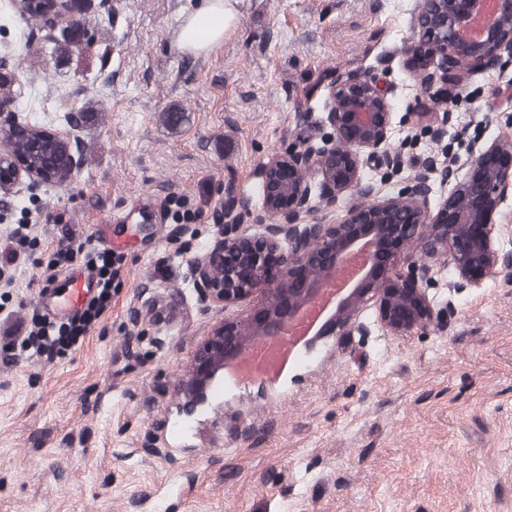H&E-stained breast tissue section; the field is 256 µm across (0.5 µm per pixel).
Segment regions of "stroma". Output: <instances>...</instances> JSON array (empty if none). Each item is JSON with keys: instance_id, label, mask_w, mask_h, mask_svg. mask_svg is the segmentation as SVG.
Returning a JSON list of instances; mask_svg holds the SVG:
<instances>
[{"instance_id": "35a3bbf8", "label": "stroma", "mask_w": 512, "mask_h": 512, "mask_svg": "<svg viewBox=\"0 0 512 512\" xmlns=\"http://www.w3.org/2000/svg\"><path fill=\"white\" fill-rule=\"evenodd\" d=\"M197 3L93 0L95 36L58 54L61 32L0 0V97L20 120L61 129L86 99L99 109L69 186L0 192V512H512V279L456 292L438 264L426 335L364 306L367 335L321 337L281 396L247 388L189 416L174 390L215 323L251 307L205 308L194 283L225 183L264 232L259 166L320 144L335 74L393 84L391 148L419 133L402 176L363 167L388 197L428 158L463 169L472 146L512 143V69L435 103L404 52L421 0H237L235 28L194 56L177 37ZM442 123L440 145L424 128ZM89 238L112 250L111 308L54 359L22 349L48 261Z\"/></svg>"}]
</instances>
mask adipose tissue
Returning a JSON list of instances; mask_svg holds the SVG:
<instances>
[{
  "mask_svg": "<svg viewBox=\"0 0 512 512\" xmlns=\"http://www.w3.org/2000/svg\"><path fill=\"white\" fill-rule=\"evenodd\" d=\"M236 0H201L180 32L182 48L192 53L211 51L237 23Z\"/></svg>",
  "mask_w": 512,
  "mask_h": 512,
  "instance_id": "1",
  "label": "adipose tissue"
}]
</instances>
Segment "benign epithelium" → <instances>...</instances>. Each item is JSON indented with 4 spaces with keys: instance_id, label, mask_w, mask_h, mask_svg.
<instances>
[{
    "instance_id": "obj_1",
    "label": "benign epithelium",
    "mask_w": 512,
    "mask_h": 512,
    "mask_svg": "<svg viewBox=\"0 0 512 512\" xmlns=\"http://www.w3.org/2000/svg\"><path fill=\"white\" fill-rule=\"evenodd\" d=\"M477 0H422L416 38L406 52L421 62V85L443 102L454 97L449 88L457 82L461 66L484 71L512 63V0H499V18L478 43L458 35L472 15ZM36 12L42 28L72 29L78 20L73 0H21ZM394 86L383 80L342 74L328 86L323 123L330 132L323 145H292L274 152L261 165V192L265 212L274 217L261 234L242 224L244 203L233 184L224 185V211L217 215L213 248L194 261V279L200 300L227 308L254 298L250 310L222 319L191 356L190 369L176 386L187 399L186 413L205 404L223 383L224 362L233 360L257 337L279 335L301 304L320 289L323 276L362 242L372 237L377 248L366 276L337 314L323 328L332 334L366 333L353 320L355 309L372 301L387 330L402 335H423L433 323L435 304L428 290L434 282L435 257L442 255L458 273L453 290L479 288L497 277H512V252L496 248L499 205L512 191V145L490 146L474 154L467 172L458 176L450 165L431 158L411 175L395 196L370 200L374 185L362 182L364 157L375 161L383 175L399 173L400 155L391 150L388 137L393 112ZM14 111L0 101V130L26 133ZM70 130L50 136L64 147L67 166L80 164V140ZM51 167L26 168L14 164L0 170L4 185L27 177L41 180ZM329 195L348 194L364 202L350 207L336 224L308 221L312 180ZM450 186L449 194L432 204L435 184ZM432 225L425 253L414 259L407 272L398 259Z\"/></svg>"
}]
</instances>
